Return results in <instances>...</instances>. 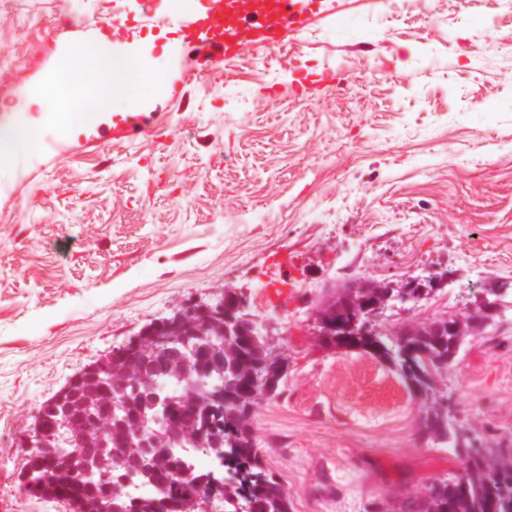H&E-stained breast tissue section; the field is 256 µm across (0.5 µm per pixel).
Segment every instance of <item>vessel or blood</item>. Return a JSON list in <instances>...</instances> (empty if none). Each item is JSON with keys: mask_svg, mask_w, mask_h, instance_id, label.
<instances>
[{"mask_svg": "<svg viewBox=\"0 0 512 512\" xmlns=\"http://www.w3.org/2000/svg\"><path fill=\"white\" fill-rule=\"evenodd\" d=\"M315 0H207L205 10L176 19L181 39L205 51L211 69L246 50L280 43L306 26Z\"/></svg>", "mask_w": 512, "mask_h": 512, "instance_id": "vessel-or-blood-1", "label": "vessel or blood"}]
</instances>
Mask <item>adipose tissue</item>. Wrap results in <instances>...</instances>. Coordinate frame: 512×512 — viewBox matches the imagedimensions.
<instances>
[{"label":"adipose tissue","instance_id":"adipose-tissue-1","mask_svg":"<svg viewBox=\"0 0 512 512\" xmlns=\"http://www.w3.org/2000/svg\"><path fill=\"white\" fill-rule=\"evenodd\" d=\"M140 78L159 91L166 86L164 73L140 68L135 59L114 54L106 37L73 46L60 58L56 71L57 84L75 109L90 103L106 111L117 97L135 101V82Z\"/></svg>","mask_w":512,"mask_h":512}]
</instances>
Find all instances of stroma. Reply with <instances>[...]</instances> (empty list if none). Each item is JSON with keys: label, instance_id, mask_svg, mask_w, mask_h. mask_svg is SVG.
Segmentation results:
<instances>
[{"label": "stroma", "instance_id": "stroma-1", "mask_svg": "<svg viewBox=\"0 0 512 512\" xmlns=\"http://www.w3.org/2000/svg\"><path fill=\"white\" fill-rule=\"evenodd\" d=\"M207 0H0V125L35 151L0 167V512H69L24 491L39 406L88 363L191 300L233 287L288 359L254 413L291 512H366L463 470L419 435L423 398L396 369L327 344L326 288L441 273L414 325L505 289L435 399L486 440L512 439V7L504 0H317L309 25L224 71L174 28ZM110 36L167 94L87 107L69 128L54 68ZM331 79L314 93L299 78ZM291 255L286 271L272 265ZM290 289L272 299L270 280Z\"/></svg>", "mask_w": 512, "mask_h": 512}]
</instances>
